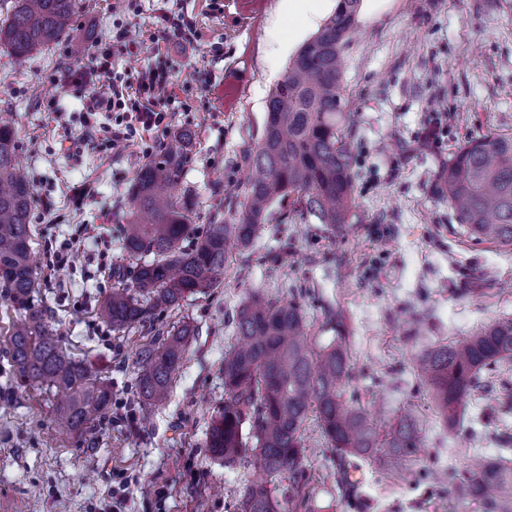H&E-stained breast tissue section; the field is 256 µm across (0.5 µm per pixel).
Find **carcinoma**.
Here are the masks:
<instances>
[{
	"mask_svg": "<svg viewBox=\"0 0 512 512\" xmlns=\"http://www.w3.org/2000/svg\"><path fill=\"white\" fill-rule=\"evenodd\" d=\"M362 0H338L334 13L298 50L272 90L263 135L247 149L252 170L232 223L216 213L201 231L193 225L191 198L176 195L196 143L189 127L138 164L128 193L123 255L112 265L116 286L98 317L112 330L153 326L157 318L220 284L232 251L243 255L275 209L283 219L312 220L332 231L361 221L353 186L354 155L345 131L342 60L358 26ZM77 0H13L0 21V45L18 62L59 42L69 31ZM18 131L0 124V286L18 311L9 354L16 376L65 394L56 409L59 429L87 438L110 411L113 391L101 370L63 350L48 312L33 302L38 287L32 262L31 213L35 192L17 166ZM462 235L477 243L512 248V133L470 139L448 158L440 175ZM192 239L189 248L183 246ZM336 336L317 346L301 305L250 292L236 313L237 342L224 353V407L211 418L208 456L233 466L259 457L266 477L246 485L236 512H281L275 482L304 492L310 475L303 429L317 419L332 453L336 488L352 504L365 462L385 466L411 458L422 447L416 423L401 419L380 438L368 414L346 397L352 363L339 314ZM198 329L187 319L162 329L134 353L138 396L154 407L170 397L174 375ZM512 357V317H499L453 343L417 358V372L442 422L452 430L480 374ZM448 489L460 502L484 512H512V463L483 458L448 473Z\"/></svg>",
	"mask_w": 512,
	"mask_h": 512,
	"instance_id": "obj_1",
	"label": "carcinoma"
}]
</instances>
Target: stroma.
<instances>
[{
  "mask_svg": "<svg viewBox=\"0 0 512 512\" xmlns=\"http://www.w3.org/2000/svg\"><path fill=\"white\" fill-rule=\"evenodd\" d=\"M174 11L193 22L195 35L161 55L148 35ZM283 17L282 0H79L72 31L59 44L22 65L0 48V121L18 130L19 158L35 187L37 267H44L50 242L84 227L104 235L103 243L74 251L34 299L72 356L108 366L114 394L94 447L60 433L57 394L20 384L5 352L17 313L0 288V512H112V489L121 483L128 493L123 512H235L258 474L256 460L224 467L208 457L204 442L224 404L235 313L254 289L298 299L318 345L334 336L326 310L341 312L354 366L348 396L380 426L416 421L423 446L415 461L363 466L366 512H477L449 493V469L477 457L512 459L501 442L502 434L512 435V414L497 413L503 386L512 387V360L472 393L452 430L435 414L415 369L425 349L512 316V250L461 236L439 183L451 152L466 141L512 133L506 0H367L345 52L343 88L363 222L338 234L291 220L263 225L248 260L230 254L220 288L162 315L170 327L193 319L199 334L170 401L152 411L142 406L133 353L146 336L114 332L97 316L112 288L103 265L122 255L119 220L142 150L110 153L56 115L81 111L101 82L95 48H110L117 29H126L135 46L115 57V69L134 77L149 65L167 68L178 94L170 125L196 132L181 187L195 201V227L204 228L218 210L232 217L247 174L245 152L262 134L269 93L293 49L315 33L311 26L288 28ZM276 40L293 48L274 68L269 50ZM439 110L447 114L441 144L421 145ZM84 181L95 191L76 199ZM304 441L318 512H356L336 491L316 417L307 420Z\"/></svg>",
  "mask_w": 512,
  "mask_h": 512,
  "instance_id": "35a3bbf8",
  "label": "stroma"
}]
</instances>
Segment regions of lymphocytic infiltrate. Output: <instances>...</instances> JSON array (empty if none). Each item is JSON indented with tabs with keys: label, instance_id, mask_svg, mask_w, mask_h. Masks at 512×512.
<instances>
[{
	"label": "lymphocytic infiltrate",
	"instance_id": "lymphocytic-infiltrate-1",
	"mask_svg": "<svg viewBox=\"0 0 512 512\" xmlns=\"http://www.w3.org/2000/svg\"><path fill=\"white\" fill-rule=\"evenodd\" d=\"M93 61L109 80L84 99L78 120L86 134L97 137L108 150L119 154L150 134L168 130L175 103L168 71L148 67L133 80L114 73L109 51L96 52Z\"/></svg>",
	"mask_w": 512,
	"mask_h": 512
}]
</instances>
